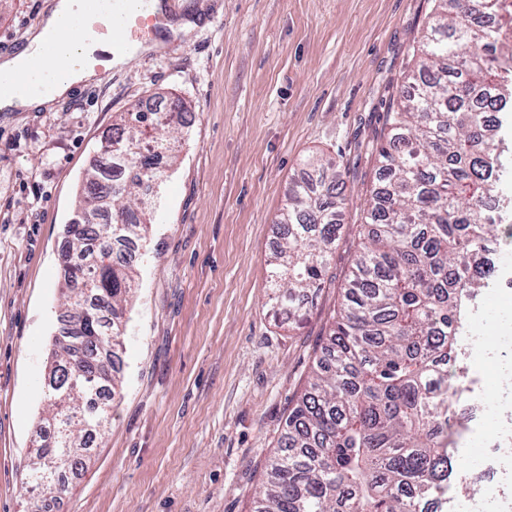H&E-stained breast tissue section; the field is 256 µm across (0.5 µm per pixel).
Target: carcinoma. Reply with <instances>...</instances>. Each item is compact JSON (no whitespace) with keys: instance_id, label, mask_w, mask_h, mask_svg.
Listing matches in <instances>:
<instances>
[{"instance_id":"1","label":"carcinoma","mask_w":512,"mask_h":512,"mask_svg":"<svg viewBox=\"0 0 512 512\" xmlns=\"http://www.w3.org/2000/svg\"><path fill=\"white\" fill-rule=\"evenodd\" d=\"M431 22L412 47L410 92L386 115L376 147L378 180L361 214V242L333 322L289 410L284 448L265 466L254 512H444L448 492L479 489L456 470L461 389L448 364L474 294L495 287L484 258L499 241L498 196L506 174L490 128L512 104V0H432ZM184 107L128 112L103 145L108 163L85 175L72 225L76 255L65 272L72 329L54 339L46 390L52 410L26 485L39 489L47 458L83 464L91 436L108 422L113 348L135 282L117 251L145 239L160 183L166 133ZM293 183L269 272L288 322L325 282L346 205L335 164L306 158ZM98 241L94 256L85 242Z\"/></svg>"}]
</instances>
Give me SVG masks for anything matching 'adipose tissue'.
<instances>
[{"mask_svg":"<svg viewBox=\"0 0 512 512\" xmlns=\"http://www.w3.org/2000/svg\"><path fill=\"white\" fill-rule=\"evenodd\" d=\"M78 6L79 0H56L26 48L14 56L0 60V75L9 76L17 69L26 66L39 54L49 32L53 31L57 34L58 64L55 68L57 80L47 92L23 99V108L35 109L46 106L66 97L77 83L100 81L101 75L94 66L71 65L70 60L76 54L80 53L91 58L96 53H104L107 57V67L112 68L124 65L130 58L144 51L145 46L140 42L117 49L111 42L100 39L85 29L71 27L68 17L75 13Z\"/></svg>","mask_w":512,"mask_h":512,"instance_id":"obj_1","label":"adipose tissue"}]
</instances>
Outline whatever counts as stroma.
Instances as JSON below:
<instances>
[{"mask_svg":"<svg viewBox=\"0 0 512 512\" xmlns=\"http://www.w3.org/2000/svg\"><path fill=\"white\" fill-rule=\"evenodd\" d=\"M52 0H0V57ZM431 0H176L191 29L37 110L0 111V512H253L264 466L335 314L376 183L385 117L416 65ZM184 104L127 307L109 423L84 468L26 490L66 313L65 227L113 122ZM335 160L344 223L300 324L273 301L277 220L304 158ZM512 357V293L479 295L459 338Z\"/></svg>","mask_w":512,"mask_h":512,"instance_id":"stroma-1","label":"stroma"}]
</instances>
